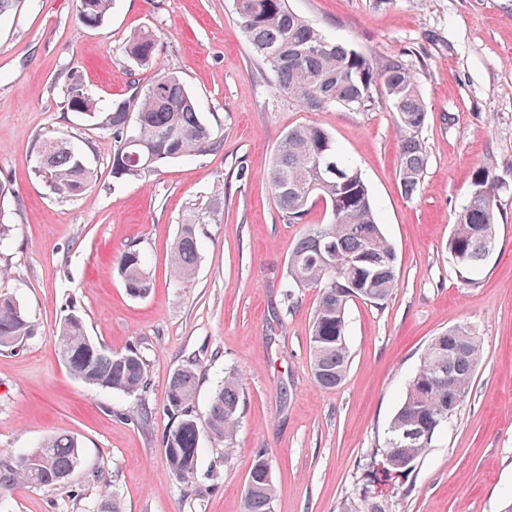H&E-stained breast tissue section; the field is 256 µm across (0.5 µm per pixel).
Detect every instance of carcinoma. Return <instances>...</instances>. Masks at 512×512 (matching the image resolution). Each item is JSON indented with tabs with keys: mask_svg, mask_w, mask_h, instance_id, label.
<instances>
[{
	"mask_svg": "<svg viewBox=\"0 0 512 512\" xmlns=\"http://www.w3.org/2000/svg\"><path fill=\"white\" fill-rule=\"evenodd\" d=\"M114 0H79L76 19L86 26L106 22ZM238 23L253 52L267 64L276 91L310 110L341 107L368 112L375 94L391 102L401 134L398 168L402 192L410 197L427 164L419 139L427 109L406 67L398 60L380 62L348 46L328 40L304 17L288 9L286 0H236ZM124 52L138 66L157 60L158 40L139 31L127 41ZM64 107L94 119L112 130L115 179L152 172L164 161L207 155L224 147L223 135L200 116L196 100L178 75L164 69L130 99L114 100L102 111L77 73L68 70L61 86ZM50 192L61 198L82 195L93 181V171L83 153L70 142L52 136L37 146ZM274 201L288 222L296 223L312 204L325 206L326 222L309 226L288 258V277L280 284L286 297L297 288H313L318 303L309 333L311 371L315 383L336 388L346 377L349 356L346 310L355 299L379 304L397 287L396 255L377 222L376 207L361 171L349 161L332 135L317 125L288 129L277 147L268 173ZM498 181L492 170L473 173L466 204L457 213L448 239V252L466 259L462 270L474 272L496 245ZM198 239L195 225H182L172 252L176 282L195 275ZM124 287L132 297H143L150 281L137 245H131L119 262ZM33 321L9 297H0V347H15L32 334ZM55 343L71 371L84 383L141 401L149 388L144 356L136 348L114 354L94 342L82 319H65ZM481 342L467 327L456 326L433 337L421 363L411 376L406 394L391 419L379 463L364 470L359 512H390L392 496L384 486L396 484V494L409 489L404 480L415 461L432 447L436 435L448 426L471 390L481 363ZM441 374L456 377L448 391L437 381ZM195 372L177 369L169 382L168 410L177 423L163 440L169 470L187 480L198 468L200 426L193 411ZM242 391L238 374L230 369L211 397L205 427L212 437L230 448L241 419ZM81 461L74 438L54 435L25 453L0 452V498L18 485L52 491L69 480ZM274 495L270 462L258 452L245 488L246 512H269Z\"/></svg>",
	"mask_w": 512,
	"mask_h": 512,
	"instance_id": "cac0c4a2",
	"label": "carcinoma"
}]
</instances>
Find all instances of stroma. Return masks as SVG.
<instances>
[{
  "mask_svg": "<svg viewBox=\"0 0 512 512\" xmlns=\"http://www.w3.org/2000/svg\"><path fill=\"white\" fill-rule=\"evenodd\" d=\"M327 37L410 69L427 107L419 138L427 166L413 197L399 185L400 136L391 104L368 112L308 110L274 87L237 21L235 0H115L106 23L81 25L78 0H23L0 19V182L8 238L0 243V295L36 325L18 348H0V451L74 437L82 464L53 491L22 485L0 512H97L104 492L123 512H245L257 450L271 463L270 512H354L364 466L380 456L390 420L430 340L463 325L482 360L469 396L408 478L392 512H503L512 502V0H288ZM159 42L158 67L128 60L139 30ZM99 104L132 97L158 69L177 73L221 151L168 161L156 172L112 176L111 130L66 111L65 69ZM327 129L362 172L396 254L398 285L382 304L351 301L345 381L319 388L309 330L317 292L286 298L288 257L322 204L291 224L267 180L288 128ZM74 140L96 178L81 196L50 194L36 171L43 136ZM492 169L497 245L462 278L448 252L455 215L475 169ZM195 224L194 277L175 283L171 251ZM138 245L152 281L127 294L118 260ZM115 353L137 347L150 382L144 402L74 378L54 342L69 315ZM189 366L194 411L235 368L244 408L233 447L202 434L192 478L172 476L163 437L176 421L168 382Z\"/></svg>",
  "mask_w": 512,
  "mask_h": 512,
  "instance_id": "1",
  "label": "stroma"
}]
</instances>
